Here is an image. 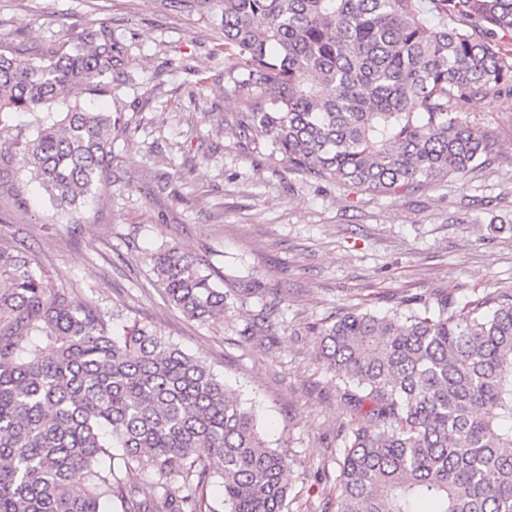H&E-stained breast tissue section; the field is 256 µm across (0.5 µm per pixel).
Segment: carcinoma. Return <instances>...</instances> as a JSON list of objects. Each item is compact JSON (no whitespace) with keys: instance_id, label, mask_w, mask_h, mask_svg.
I'll return each instance as SVG.
<instances>
[{"instance_id":"carcinoma-1","label":"carcinoma","mask_w":512,"mask_h":512,"mask_svg":"<svg viewBox=\"0 0 512 512\" xmlns=\"http://www.w3.org/2000/svg\"><path fill=\"white\" fill-rule=\"evenodd\" d=\"M246 128L291 170L374 196L411 194L475 173L495 139L465 103L512 92V0H220ZM127 63L86 32L49 58L0 53V125L15 112L112 91ZM120 118L74 105L33 140L21 169L60 211L109 179ZM35 256L0 236V512H288V456L254 410L202 360L120 314L107 320L56 288ZM168 302L201 324L234 298L177 246L151 256ZM262 305L241 335L269 336ZM346 385L335 512H512V289L463 305L421 296L379 316L343 310L310 328ZM147 470L140 499L123 472Z\"/></svg>"}]
</instances>
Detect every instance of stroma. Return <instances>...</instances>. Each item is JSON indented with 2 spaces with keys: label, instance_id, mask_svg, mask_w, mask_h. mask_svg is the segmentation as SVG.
Wrapping results in <instances>:
<instances>
[{
  "label": "stroma",
  "instance_id": "obj_1",
  "mask_svg": "<svg viewBox=\"0 0 512 512\" xmlns=\"http://www.w3.org/2000/svg\"><path fill=\"white\" fill-rule=\"evenodd\" d=\"M220 9L209 0H0V51L38 58L83 31L106 32L130 77L82 106L121 116L111 182L79 213L53 210L7 155L35 138L37 116L0 132V236L40 261L58 287L103 313L158 329L211 367L255 410L270 447L293 461L290 512H325L351 414L345 385L317 361L311 326L340 309L385 315L403 298L512 289V93L470 101L462 117L498 143L475 174L415 194L375 197L292 172L243 125L219 51ZM179 245L221 288H264L226 321L187 320L165 299L150 256ZM275 307L271 339L241 331Z\"/></svg>",
  "mask_w": 512,
  "mask_h": 512
}]
</instances>
